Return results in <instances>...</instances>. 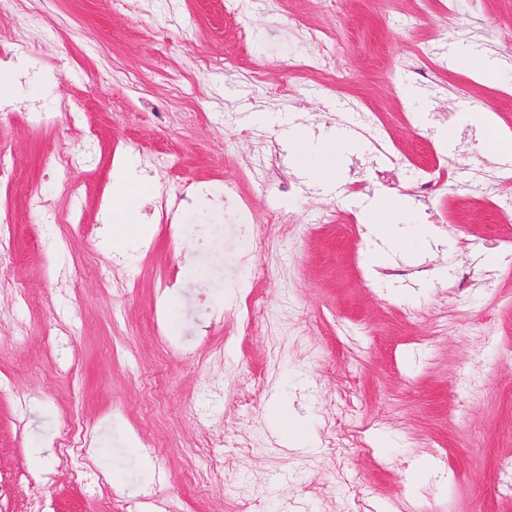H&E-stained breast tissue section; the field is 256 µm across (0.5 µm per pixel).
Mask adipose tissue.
I'll return each mask as SVG.
<instances>
[{
    "mask_svg": "<svg viewBox=\"0 0 512 512\" xmlns=\"http://www.w3.org/2000/svg\"><path fill=\"white\" fill-rule=\"evenodd\" d=\"M341 147L334 137L313 139L305 135H294L290 140V157L294 167L314 181L329 185L336 180V169L330 159ZM152 193L146 181L137 178L129 168H121L114 181L113 207L108 217L109 223L128 226L124 235H113L112 245L116 248L139 238L142 225L139 208L142 200Z\"/></svg>",
    "mask_w": 512,
    "mask_h": 512,
    "instance_id": "ef3b65f1",
    "label": "adipose tissue"
}]
</instances>
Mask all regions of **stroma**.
<instances>
[{
    "mask_svg": "<svg viewBox=\"0 0 512 512\" xmlns=\"http://www.w3.org/2000/svg\"><path fill=\"white\" fill-rule=\"evenodd\" d=\"M23 0L29 49L0 153L14 267L0 275V480L9 512H512V0ZM339 37L346 80L303 66ZM492 62L475 81L459 56ZM179 81L187 124L160 117ZM73 114H65L61 105ZM277 116L257 124L252 114ZM454 138L440 142L448 123ZM346 133L334 185L306 181L291 126ZM77 158L51 168L49 156ZM404 156L388 170L385 152ZM156 195L113 248V171ZM429 190H421L423 182ZM201 186L166 215L160 192ZM235 201L217 206L226 186ZM35 190L56 215L29 208ZM406 196L394 235L358 213ZM256 314L261 330L247 327ZM312 440L284 445L271 408ZM426 477L406 495L409 470ZM39 478L35 490L25 476ZM476 119H478L486 129L491 131L493 139L490 140L489 147L493 152H510V150H512L511 137H506L499 132L491 111L477 112Z\"/></svg>",
    "mask_w": 512,
    "mask_h": 512,
    "instance_id": "1",
    "label": "stroma"
}]
</instances>
